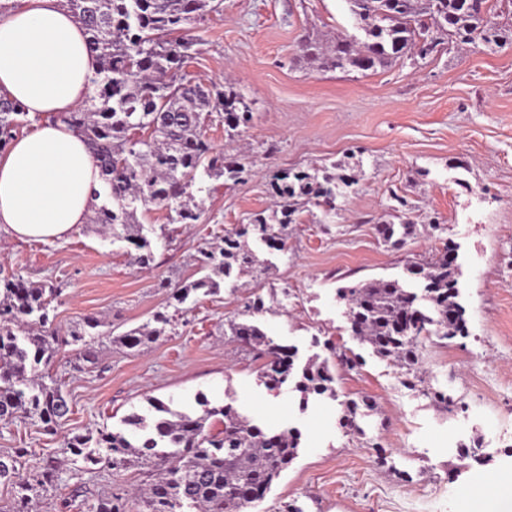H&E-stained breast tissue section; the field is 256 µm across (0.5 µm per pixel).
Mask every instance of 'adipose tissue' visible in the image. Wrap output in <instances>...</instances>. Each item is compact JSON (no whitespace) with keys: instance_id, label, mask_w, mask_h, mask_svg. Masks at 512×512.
Wrapping results in <instances>:
<instances>
[{"instance_id":"1","label":"adipose tissue","mask_w":512,"mask_h":512,"mask_svg":"<svg viewBox=\"0 0 512 512\" xmlns=\"http://www.w3.org/2000/svg\"><path fill=\"white\" fill-rule=\"evenodd\" d=\"M21 2L0 21V93L35 124L0 155V233L56 241L86 222L101 186L87 145L57 119L85 101L95 57L61 0Z\"/></svg>"}]
</instances>
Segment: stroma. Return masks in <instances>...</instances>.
<instances>
[{
  "label": "stroma",
  "instance_id": "stroma-1",
  "mask_svg": "<svg viewBox=\"0 0 512 512\" xmlns=\"http://www.w3.org/2000/svg\"><path fill=\"white\" fill-rule=\"evenodd\" d=\"M215 2L188 29L195 47L186 71L247 104L252 118L238 135L227 137L219 121L205 133L246 173L209 181L197 223L145 213L154 251L146 267L126 241L90 222L61 241L0 235L6 273L58 289L59 335L88 317L102 322L92 359L67 344L53 358L49 374L69 406L56 434L28 417L0 421V455L25 449L16 464L23 477L57 461L55 490L34 498L33 512H49L55 497L70 500L68 512H86V503L131 493L150 474L85 464L68 452L69 438L121 430L128 415H148L152 397L194 412L204 398L302 432L297 459L249 512H469L488 476L512 469V0H490L502 9L501 47L444 44L373 71L326 69L300 48L313 34L355 33L346 0ZM285 169H331L354 184L331 211L303 206L286 248L276 250L255 239L248 218L271 211L270 183ZM399 213L415 233L395 246L379 227ZM229 232L244 233L264 274L171 303L170 286L199 278L201 251ZM448 244L468 334L422 339L421 380L410 387L399 366L350 335L337 290L371 279L415 287L407 266ZM258 297L267 311L255 324L301 358L363 357L361 368L337 371L341 398L374 405L358 419L362 434L341 426L338 401L303 410L291 385L268 388L250 347L225 335V323ZM159 312L170 320L163 336L137 349L118 343Z\"/></svg>",
  "mask_w": 512,
  "mask_h": 512
}]
</instances>
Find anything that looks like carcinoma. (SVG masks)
I'll use <instances>...</instances> for the list:
<instances>
[{
    "instance_id": "1",
    "label": "carcinoma",
    "mask_w": 512,
    "mask_h": 512,
    "mask_svg": "<svg viewBox=\"0 0 512 512\" xmlns=\"http://www.w3.org/2000/svg\"><path fill=\"white\" fill-rule=\"evenodd\" d=\"M487 0H346L364 39L344 35L330 54L318 42L306 41L303 50L327 68L368 71L420 51V43L432 47L443 39L469 50H494L502 38L487 8L474 2ZM89 35L96 70L90 80L91 104L60 115L78 131L100 170L102 185L95 199L105 198L94 209L92 223L104 233L127 240L137 251L136 261H153L151 241L129 231L139 223L138 211H167L171 224H193L200 213L190 188L198 172L208 178L238 181L244 167L214 151L204 128L212 114L222 116L227 135L249 119L241 101L216 86H205L187 76L184 65L192 58L193 42L186 38L188 25L215 10L214 0H63ZM29 123L25 107L0 97V153ZM350 183L333 176L319 177L306 170H283L271 183L278 207L268 215L254 216L255 234L271 249L282 250L288 226L301 204L333 206L340 186ZM414 232V225L385 224L381 234L395 245ZM259 259L241 236L227 233L221 243L202 253L201 266L210 273L171 292L184 303L200 290L215 293L216 273L232 277L242 268L251 270ZM421 277L423 294L404 288L397 280H369L342 288L347 317L355 338L380 359L396 360L405 375L419 365V339L435 336L451 340L466 333L465 308L459 303L458 272L448 263V252L429 262L407 268ZM57 289L33 284L0 269V420L17 416L37 418L45 431L54 433L69 412L61 386L45 382V373L58 341L49 309ZM158 326L132 329L119 341L134 348L164 332L169 318L158 313ZM34 326L37 333L19 339L18 332ZM231 335L248 343L262 360L261 378L272 388L293 383L305 410L312 397L337 399L336 373L327 360L310 359L295 365L296 352L267 337L251 322L229 324ZM151 421L138 414L124 423L143 431L138 441L123 432L101 431L93 439L75 436L69 452L97 465L99 449L109 452L108 462L119 471L142 464L154 468V478L137 498L142 512H247L253 496L261 497L299 455L302 433L297 428L275 429L255 423L232 403L208 407L191 415L152 398ZM222 425L214 429V424ZM25 450L0 456V479L18 486L14 512H27L28 492L48 490L56 478V465L48 461L32 478L19 477L16 463ZM89 512H127V498L117 494L88 505Z\"/></svg>"
}]
</instances>
